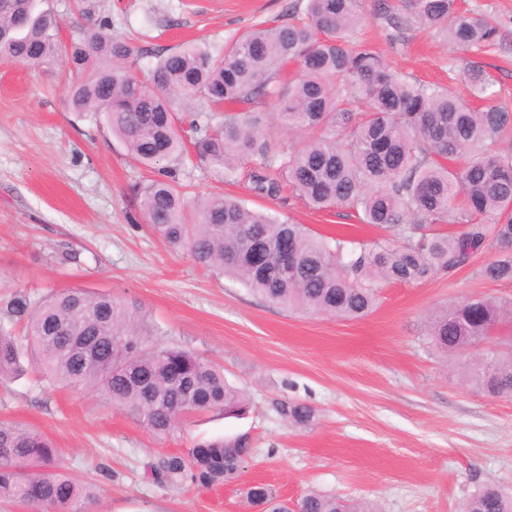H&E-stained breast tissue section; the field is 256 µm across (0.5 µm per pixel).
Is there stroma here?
Here are the masks:
<instances>
[{"mask_svg": "<svg viewBox=\"0 0 512 512\" xmlns=\"http://www.w3.org/2000/svg\"><path fill=\"white\" fill-rule=\"evenodd\" d=\"M91 4L113 36L143 49L133 69L141 78L157 53L183 43L227 46L305 0ZM463 4L494 17V50L466 54L432 30L395 27L379 0H362L366 21L350 45L463 98L464 64L481 66L494 82L495 102L512 106V0ZM250 170L242 165L227 180L195 166L184 181L196 203L223 192L317 235L364 242L383 235L345 207L316 210L287 190L259 196ZM150 176L104 120L70 112L61 67L33 71L0 60V299L81 288L139 305L159 341L198 354L246 393L242 416L195 413L158 436L95 388L56 386L32 369L1 380L0 418L44 433L58 448L61 472L95 485L96 501L77 503L78 512H252L245 492L256 483L281 501L316 491L372 502L379 512H460L489 482L512 493V398L469 385L426 336L435 308L474 295L512 299V281L477 274L497 246L453 272L383 285L378 308L360 320L291 313L160 239L134 193ZM284 400L311 406L313 421L283 419L277 406ZM243 433L252 454L224 486H162L146 473L157 455Z\"/></svg>", "mask_w": 512, "mask_h": 512, "instance_id": "35a3bbf8", "label": "stroma"}]
</instances>
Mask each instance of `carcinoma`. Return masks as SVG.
Segmentation results:
<instances>
[{"label":"carcinoma","instance_id":"1","mask_svg":"<svg viewBox=\"0 0 512 512\" xmlns=\"http://www.w3.org/2000/svg\"><path fill=\"white\" fill-rule=\"evenodd\" d=\"M401 7L395 26L437 30L462 51L491 47L499 37L486 14L463 11L457 0H401ZM84 16L87 35L63 57L51 8L0 0V59L33 70L63 64L78 75L70 110L104 115L112 134L153 172L136 196L171 248L284 308L344 320L370 314L382 284L459 269L494 243L499 254L479 275L512 280V108L491 103L483 69L464 72L474 97L490 101L475 110L444 89L398 75L370 50L350 49L349 35L366 20L361 0H306L303 16L261 24L222 50L190 43L168 49L142 82L130 69L143 50L107 33L108 23L90 11ZM290 62L300 77L288 94L275 96L271 86ZM193 100L211 111L194 113L185 125L179 107ZM267 102L296 132L286 147L272 145L249 112L214 114L226 104ZM244 161L254 164L258 194L275 197L287 185L317 209H352L385 238H318L224 193L208 197L192 223L187 166L202 164L228 179ZM440 224L464 230L445 233ZM4 320L25 330L17 337L0 325V379L23 374L28 363L65 386L95 387L156 435L171 433L187 414L227 413L243 403L222 371L185 348L154 342L141 308L110 295L69 288L35 300L18 292L0 304ZM505 320H512V301L475 296L433 311L427 329L443 357L458 359ZM503 344L507 351L465 365L463 377L489 396L512 398V339ZM278 413L297 425L314 418L310 406L288 400ZM250 453L244 434L207 440L185 454L156 456L149 474L161 484L221 486L241 474ZM57 456L41 433L1 419L0 501L36 512H72L76 502L94 501L90 486L58 472ZM246 499L259 512H285L266 486H252ZM298 504L300 512H377L317 492ZM461 512H512V496L487 484Z\"/></svg>","mask_w":512,"mask_h":512}]
</instances>
